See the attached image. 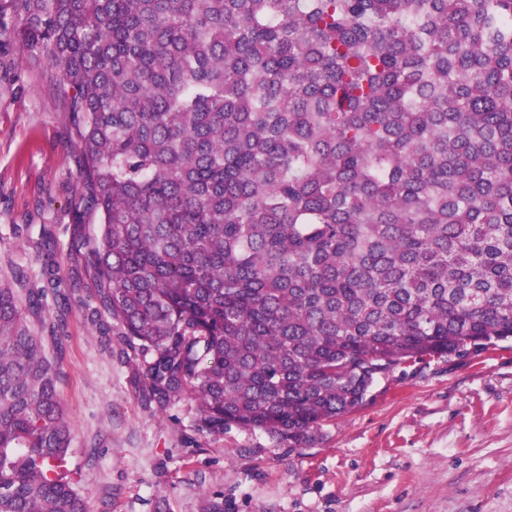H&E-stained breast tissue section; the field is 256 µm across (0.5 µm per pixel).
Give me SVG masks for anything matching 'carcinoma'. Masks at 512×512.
<instances>
[{"label": "carcinoma", "mask_w": 512, "mask_h": 512, "mask_svg": "<svg viewBox=\"0 0 512 512\" xmlns=\"http://www.w3.org/2000/svg\"><path fill=\"white\" fill-rule=\"evenodd\" d=\"M58 70L146 399L302 449L512 339V0H0ZM48 284L54 241L35 245ZM41 295L0 276V512H87Z\"/></svg>", "instance_id": "1"}]
</instances>
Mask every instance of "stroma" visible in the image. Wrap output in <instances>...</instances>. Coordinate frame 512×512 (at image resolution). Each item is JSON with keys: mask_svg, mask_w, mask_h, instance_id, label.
Here are the masks:
<instances>
[{"mask_svg": "<svg viewBox=\"0 0 512 512\" xmlns=\"http://www.w3.org/2000/svg\"><path fill=\"white\" fill-rule=\"evenodd\" d=\"M0 21V275L65 312L61 369L67 475L87 512H512V344L403 364L366 403L301 450L259 430L195 428L193 401L146 402L139 356L104 313L75 240L98 233L81 158L50 69L34 67ZM65 281L34 260L42 225Z\"/></svg>", "mask_w": 512, "mask_h": 512, "instance_id": "stroma-1", "label": "stroma"}]
</instances>
